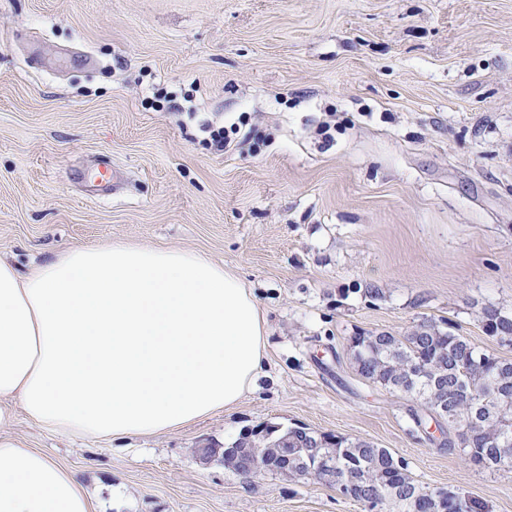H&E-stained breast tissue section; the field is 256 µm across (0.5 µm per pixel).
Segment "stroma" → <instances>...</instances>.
Wrapping results in <instances>:
<instances>
[{
	"label": "stroma",
	"mask_w": 512,
	"mask_h": 512,
	"mask_svg": "<svg viewBox=\"0 0 512 512\" xmlns=\"http://www.w3.org/2000/svg\"><path fill=\"white\" fill-rule=\"evenodd\" d=\"M211 125L235 126L229 149ZM117 239L233 270L269 344L236 408L161 434L16 411L0 435L98 512H367L311 476L201 459L262 426L369 441L425 489L512 512V469L411 432L418 402L347 352L431 319L512 360L483 328L512 312V0H0V260Z\"/></svg>",
	"instance_id": "1"
}]
</instances>
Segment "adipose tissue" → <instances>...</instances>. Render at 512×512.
<instances>
[{
	"mask_svg": "<svg viewBox=\"0 0 512 512\" xmlns=\"http://www.w3.org/2000/svg\"><path fill=\"white\" fill-rule=\"evenodd\" d=\"M266 320L230 269L112 241L20 273L0 261V425L88 437L159 434L236 407L267 355ZM0 512H95L40 451L0 437Z\"/></svg>",
	"mask_w": 512,
	"mask_h": 512,
	"instance_id": "adipose-tissue-1",
	"label": "adipose tissue"
}]
</instances>
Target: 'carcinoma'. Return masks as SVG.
Masks as SVG:
<instances>
[{
  "mask_svg": "<svg viewBox=\"0 0 512 512\" xmlns=\"http://www.w3.org/2000/svg\"><path fill=\"white\" fill-rule=\"evenodd\" d=\"M484 328L492 337L512 342V314L500 308L484 312ZM348 352L360 377L401 393L423 406L411 411L415 429L436 423L440 445L460 448L470 460L486 468L512 467V449L504 452V438L512 441V360L502 359L467 337L425 319L410 332H362L351 337ZM249 455L260 473L294 477V471L336 485L342 495L375 512L392 504L397 512H448V500L437 501L440 489L419 487L408 465L388 449L373 443L305 427L282 430L275 426L242 433L224 449V464L238 469L239 457ZM331 464L336 480L324 473ZM454 512H487L485 503L460 494Z\"/></svg>",
  "mask_w": 512,
  "mask_h": 512,
  "instance_id": "cac0c4a2",
  "label": "carcinoma"
}]
</instances>
